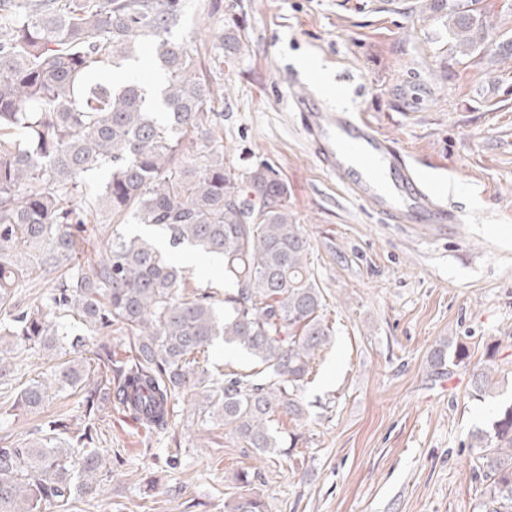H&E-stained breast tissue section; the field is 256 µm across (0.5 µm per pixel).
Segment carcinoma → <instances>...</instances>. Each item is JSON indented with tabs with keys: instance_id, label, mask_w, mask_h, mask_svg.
I'll return each mask as SVG.
<instances>
[{
	"instance_id": "cac0c4a2",
	"label": "carcinoma",
	"mask_w": 512,
	"mask_h": 512,
	"mask_svg": "<svg viewBox=\"0 0 512 512\" xmlns=\"http://www.w3.org/2000/svg\"><path fill=\"white\" fill-rule=\"evenodd\" d=\"M478 0H428L448 10L455 47L468 55L484 42ZM186 0H0V378L18 345L41 352L50 373L25 384L13 408L38 414L47 402L84 391L85 424L39 427L25 442L0 438V512H52L100 488L112 462L99 448L96 421L114 409L167 432L179 396L199 419L224 426L256 455L286 451L274 417L299 420L316 353L330 342L325 303L309 266L310 242L288 211V187L267 166L239 175L227 168L217 135L222 113L192 41H177ZM242 49L238 31L220 36ZM148 56L153 89L111 71ZM108 180L82 204L84 177ZM112 229L98 261L75 256L88 217ZM161 234L123 230L128 220ZM192 248L222 262L224 298L189 291L166 250ZM51 280L39 303L18 289ZM86 330L99 344L102 387H86ZM133 336V355L115 359L110 336ZM247 353L254 367L209 372L196 355L214 341ZM433 348L436 375L468 358L460 345ZM472 392L493 389L492 365L471 375ZM474 470L488 482L485 512H512V405L471 436ZM258 472L236 475L242 493L231 512H265L248 490Z\"/></svg>"
}]
</instances>
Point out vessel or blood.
<instances>
[{
  "mask_svg": "<svg viewBox=\"0 0 512 512\" xmlns=\"http://www.w3.org/2000/svg\"><path fill=\"white\" fill-rule=\"evenodd\" d=\"M306 129L316 158L389 224L458 223L427 179L359 113L309 99Z\"/></svg>",
  "mask_w": 512,
  "mask_h": 512,
  "instance_id": "1",
  "label": "vessel or blood"
}]
</instances>
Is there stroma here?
<instances>
[{
    "mask_svg": "<svg viewBox=\"0 0 512 512\" xmlns=\"http://www.w3.org/2000/svg\"><path fill=\"white\" fill-rule=\"evenodd\" d=\"M479 8L487 39L464 56L425 0H188L173 36L196 42L224 93L226 160L239 174L267 164L287 183L333 338L303 390L306 418L273 423L298 436L291 456L257 459L185 399L164 434L115 413L100 425L112 476L69 512H230L236 474L256 466L267 512H483L471 435L512 405V0ZM227 28L245 37L233 55L218 38ZM326 78L339 106L436 180L460 223H384L321 166L298 101ZM442 341L469 357L434 380ZM488 360L499 385L482 399L470 378ZM81 398L0 410V436L78 426Z\"/></svg>",
    "mask_w": 512,
    "mask_h": 512,
    "instance_id": "35a3bbf8",
    "label": "stroma"
}]
</instances>
